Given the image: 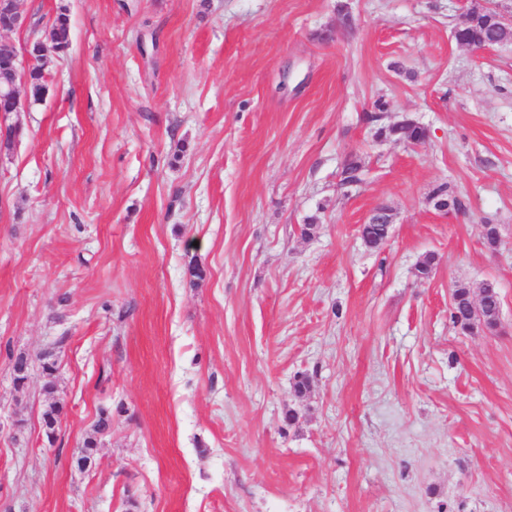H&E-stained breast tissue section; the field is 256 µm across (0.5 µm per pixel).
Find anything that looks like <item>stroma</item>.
Masks as SVG:
<instances>
[{"instance_id":"stroma-1","label":"stroma","mask_w":512,"mask_h":512,"mask_svg":"<svg viewBox=\"0 0 512 512\" xmlns=\"http://www.w3.org/2000/svg\"><path fill=\"white\" fill-rule=\"evenodd\" d=\"M474 2L19 0L0 40L72 30L0 145V512H512V43L455 41ZM485 282L499 329L454 327ZM46 30L48 37L56 46L63 50L69 47L71 41V21L67 14H58L52 25ZM383 135L386 137H393L396 140H401L409 143H421L424 142L427 137L426 130L416 124H395L389 127L381 125L376 128L375 136L377 138H380ZM473 292L469 286L458 285L453 290L451 302V320L455 326L462 330L474 331L483 330L493 332L499 326L497 316L492 304L484 309L482 321H475L473 318Z\"/></svg>"}]
</instances>
